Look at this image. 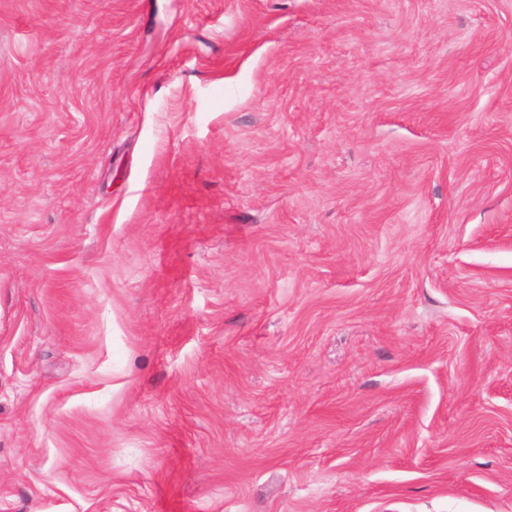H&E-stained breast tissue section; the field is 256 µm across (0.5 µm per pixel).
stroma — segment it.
Segmentation results:
<instances>
[{
  "label": "stroma",
  "mask_w": 512,
  "mask_h": 512,
  "mask_svg": "<svg viewBox=\"0 0 512 512\" xmlns=\"http://www.w3.org/2000/svg\"><path fill=\"white\" fill-rule=\"evenodd\" d=\"M0 512H512V0H0Z\"/></svg>",
  "instance_id": "stroma-1"
}]
</instances>
